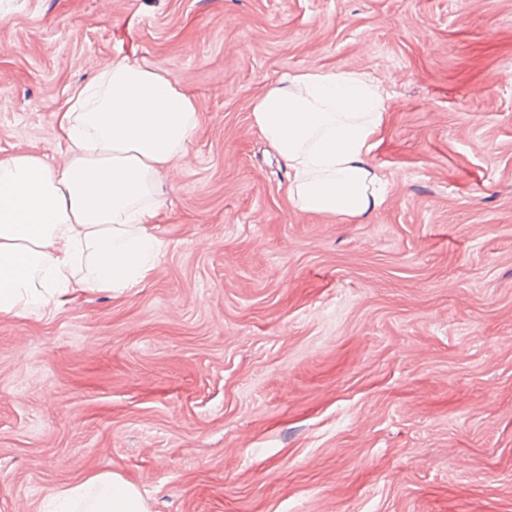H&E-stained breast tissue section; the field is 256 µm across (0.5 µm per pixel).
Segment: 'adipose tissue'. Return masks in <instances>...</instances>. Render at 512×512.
Listing matches in <instances>:
<instances>
[{
    "mask_svg": "<svg viewBox=\"0 0 512 512\" xmlns=\"http://www.w3.org/2000/svg\"><path fill=\"white\" fill-rule=\"evenodd\" d=\"M251 112L289 170L295 209L353 222L382 206L388 179L370 162L387 115L380 85L354 72H299L268 85ZM199 124L197 100L168 74L121 61L60 105L62 164L0 155V316L145 281L161 249L152 232L160 177L183 162ZM43 512L149 509L134 484L102 471L51 495Z\"/></svg>",
    "mask_w": 512,
    "mask_h": 512,
    "instance_id": "adipose-tissue-1",
    "label": "adipose tissue"
}]
</instances>
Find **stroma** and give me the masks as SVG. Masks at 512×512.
<instances>
[{"label":"stroma","mask_w":512,"mask_h":512,"mask_svg":"<svg viewBox=\"0 0 512 512\" xmlns=\"http://www.w3.org/2000/svg\"><path fill=\"white\" fill-rule=\"evenodd\" d=\"M146 61L202 123L148 279L0 317V512L109 470L150 512H512V0H13L0 154ZM387 97L370 217L288 203L271 82Z\"/></svg>","instance_id":"1"}]
</instances>
